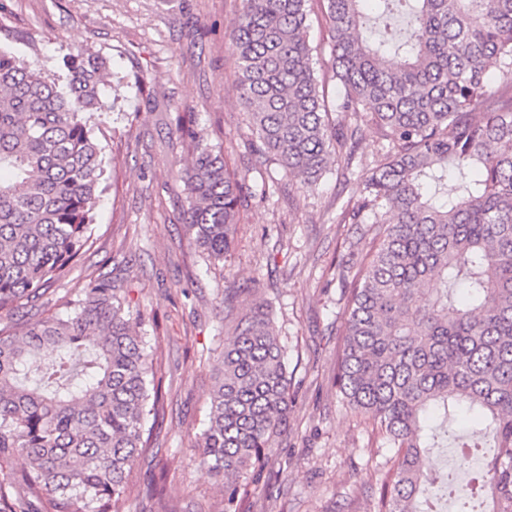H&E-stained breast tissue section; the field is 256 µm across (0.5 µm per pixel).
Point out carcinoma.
Returning <instances> with one entry per match:
<instances>
[{
    "label": "carcinoma",
    "mask_w": 512,
    "mask_h": 512,
    "mask_svg": "<svg viewBox=\"0 0 512 512\" xmlns=\"http://www.w3.org/2000/svg\"><path fill=\"white\" fill-rule=\"evenodd\" d=\"M310 2L240 0L230 45L252 152L306 189L333 158L355 187L343 213L365 225V252L336 384L394 451L380 512H436L428 496L448 473L424 472L422 457L462 413L495 452L451 487L458 512L481 496L512 512V0H319L315 47ZM326 50L335 96L317 76ZM104 70L92 53L66 54L51 73L0 48V315L42 298L90 244ZM369 124L387 145L362 173ZM191 143L184 229L215 266L248 188L221 148ZM129 306L103 276L63 314L0 330V512H120L164 411L145 317ZM240 323L192 448L224 483V512H239L241 480L266 471L292 380L270 310Z\"/></svg>",
    "instance_id": "carcinoma-1"
}]
</instances>
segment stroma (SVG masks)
Returning <instances> with one entry per match:
<instances>
[{
    "instance_id": "obj_1",
    "label": "stroma",
    "mask_w": 512,
    "mask_h": 512,
    "mask_svg": "<svg viewBox=\"0 0 512 512\" xmlns=\"http://www.w3.org/2000/svg\"><path fill=\"white\" fill-rule=\"evenodd\" d=\"M0 47L53 71L65 54L107 61V109L96 121L109 188L95 214L94 243L35 307L0 318V329L62 312L71 293L100 275L125 278L131 304L156 318L152 339L168 391L153 427L157 456L137 461L122 512H155L142 489L164 474L170 512H224V487L190 449L201 429L221 354L238 320L227 295L271 304L292 374V403L271 475L247 486L242 512H377L392 451L350 412L336 389L343 308L358 254L355 225L342 223L353 192L328 172L298 188L250 153L252 129L239 99L229 45L239 0H5ZM123 83H116V76ZM221 145L252 196L223 266L206 262L184 235L182 175L190 163L177 117Z\"/></svg>"
}]
</instances>
